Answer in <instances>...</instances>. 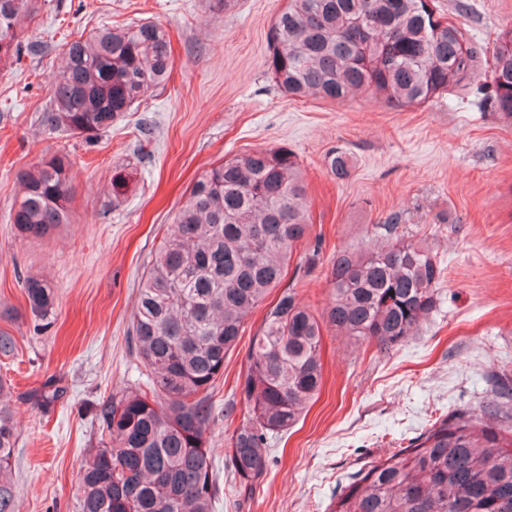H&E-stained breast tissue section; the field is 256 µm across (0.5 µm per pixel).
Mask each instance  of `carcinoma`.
Segmentation results:
<instances>
[{
  "mask_svg": "<svg viewBox=\"0 0 512 512\" xmlns=\"http://www.w3.org/2000/svg\"><path fill=\"white\" fill-rule=\"evenodd\" d=\"M37 0H0V61L28 49L25 22ZM276 85L295 98L344 101L368 91L392 106L421 104L475 75L478 51L430 0H288L267 34ZM44 121L91 144L123 120L174 66L169 35L152 21L104 28L66 43ZM486 97L512 122V28L492 49ZM72 160L55 153L20 176L10 223L30 240L68 223ZM334 175L349 159L333 152ZM313 221L301 161L286 148L245 151L205 170L164 233L138 288L132 336L147 382L110 395L98 410L102 447L86 461L77 512H215L219 486L212 389L245 320L299 255L306 272ZM376 241L329 261L328 299L314 313L286 288L265 307L235 390L242 423L224 456L253 492L266 468L269 434L293 427L323 379V326L373 344L401 345L436 310L445 267L431 248L378 224ZM34 316L54 289L24 280ZM0 380V512H18L11 460L14 411ZM330 512H512V411L463 409L434 422L411 444L361 470Z\"/></svg>",
  "mask_w": 512,
  "mask_h": 512,
  "instance_id": "carcinoma-1",
  "label": "carcinoma"
}]
</instances>
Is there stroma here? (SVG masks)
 Listing matches in <instances>:
<instances>
[{"instance_id":"1","label":"stroma","mask_w":512,"mask_h":512,"mask_svg":"<svg viewBox=\"0 0 512 512\" xmlns=\"http://www.w3.org/2000/svg\"><path fill=\"white\" fill-rule=\"evenodd\" d=\"M286 4L235 0L213 11L208 0H41L26 28L31 51L0 63V329L17 342L0 376L11 381L18 421V512H76L99 405L140 379L130 334L158 229L204 169L247 149L283 147L302 161L311 233L322 240L317 266L296 284L303 304L322 309L330 257L366 247L377 224L430 246L446 280L437 311L390 352L324 334L321 390L293 429L269 436L263 480L248 497L235 492L224 448L243 420L233 389L264 311L250 314L212 394L215 512H329L371 462L436 420L502 402L512 387V124L481 92L489 68L420 105L392 107L368 94L294 99L266 64L267 33ZM438 5L484 47L512 27V0ZM137 20L169 30V82L98 143L49 129L52 75L70 36ZM335 149L350 158L343 179L328 165ZM54 153L73 161L70 221L48 238H21L9 222L17 175ZM118 172L128 186L117 197ZM30 274L55 292L43 320L27 306Z\"/></svg>"}]
</instances>
